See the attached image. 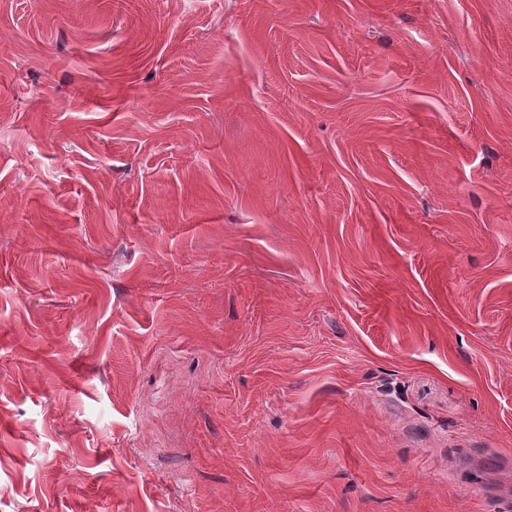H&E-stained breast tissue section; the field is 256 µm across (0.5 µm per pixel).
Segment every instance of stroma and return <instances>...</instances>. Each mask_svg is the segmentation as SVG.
I'll list each match as a JSON object with an SVG mask.
<instances>
[{
  "label": "stroma",
  "mask_w": 512,
  "mask_h": 512,
  "mask_svg": "<svg viewBox=\"0 0 512 512\" xmlns=\"http://www.w3.org/2000/svg\"><path fill=\"white\" fill-rule=\"evenodd\" d=\"M0 512H512V0H0Z\"/></svg>",
  "instance_id": "1"
}]
</instances>
